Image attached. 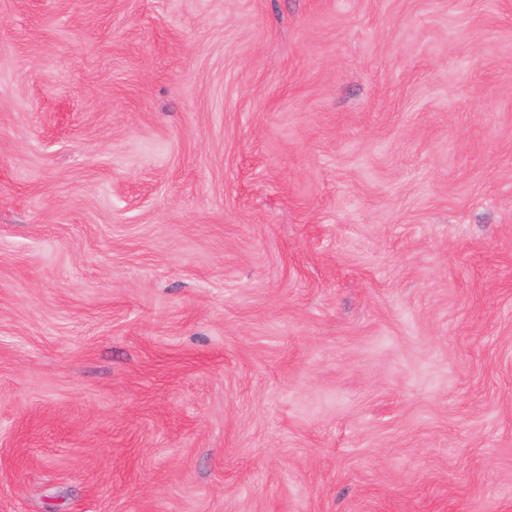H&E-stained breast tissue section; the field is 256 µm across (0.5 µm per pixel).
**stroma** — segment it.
<instances>
[{"instance_id":"stroma-1","label":"stroma","mask_w":512,"mask_h":512,"mask_svg":"<svg viewBox=\"0 0 512 512\" xmlns=\"http://www.w3.org/2000/svg\"><path fill=\"white\" fill-rule=\"evenodd\" d=\"M0 512H512V0H0Z\"/></svg>"}]
</instances>
